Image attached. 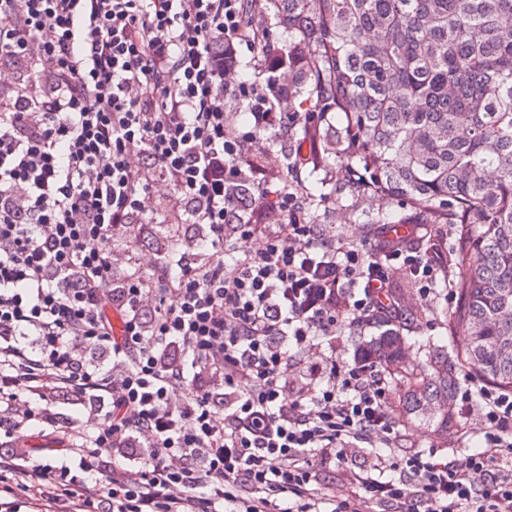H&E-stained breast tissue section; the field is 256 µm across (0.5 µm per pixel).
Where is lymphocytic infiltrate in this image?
<instances>
[{"mask_svg":"<svg viewBox=\"0 0 512 512\" xmlns=\"http://www.w3.org/2000/svg\"><path fill=\"white\" fill-rule=\"evenodd\" d=\"M243 26V0H0V434L36 421L54 444L0 456V493L53 512H512V392L465 374L456 405L480 402L486 429L462 464L395 455L376 366L325 355L313 393H289L292 351L397 312L393 272L434 298L448 235L354 242L242 169L255 132L296 119L252 82L236 90L249 130L227 112L219 47ZM241 177L278 223L227 227ZM156 211L200 227L205 252L117 271L114 231ZM90 345L120 372L85 360ZM62 395L107 399L91 435L60 424ZM136 437L148 455L113 464ZM358 443L392 476L356 473L331 502L314 458Z\"/></svg>","mask_w":512,"mask_h":512,"instance_id":"lymphocytic-infiltrate-1","label":"lymphocytic infiltrate"}]
</instances>
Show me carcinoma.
I'll return each instance as SVG.
<instances>
[{"mask_svg":"<svg viewBox=\"0 0 512 512\" xmlns=\"http://www.w3.org/2000/svg\"><path fill=\"white\" fill-rule=\"evenodd\" d=\"M264 38L253 65L269 101L299 114L285 134L265 135L292 185L312 207L347 201L413 214L395 223L451 224L448 254L457 301L445 311L450 346L430 343L417 364L404 327L417 310L378 319L359 356L390 378L398 416L425 420L440 438L456 420L458 374L512 391V0H245ZM238 208L257 211L249 182ZM161 249L185 244L160 225ZM481 254L477 266L470 255ZM448 407L433 414L436 401Z\"/></svg>","mask_w":512,"mask_h":512,"instance_id":"carcinoma-1","label":"carcinoma"}]
</instances>
